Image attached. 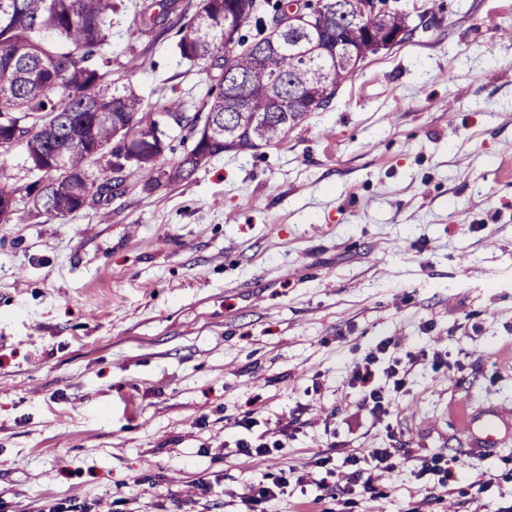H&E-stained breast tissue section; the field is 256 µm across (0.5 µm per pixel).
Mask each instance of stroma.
Here are the masks:
<instances>
[{
  "label": "stroma",
  "instance_id": "stroma-1",
  "mask_svg": "<svg viewBox=\"0 0 512 512\" xmlns=\"http://www.w3.org/2000/svg\"><path fill=\"white\" fill-rule=\"evenodd\" d=\"M143 2L113 20V68L139 58L147 109L203 110L219 67L183 62L176 30L129 35ZM409 4L422 31L368 55L279 144L152 191L131 173L62 221L25 199L0 224L6 512L119 497L178 512L202 479L221 488L188 512H236L251 479L287 467L312 483L274 512H512V422L484 450L459 425L467 406L512 410V0ZM388 337L374 370L392 409L375 419L350 379ZM250 409L263 429L297 420L258 465L224 444ZM399 444L408 459L375 494L353 481L320 499L317 453ZM434 454L455 478L432 499L435 476L416 473ZM136 477L155 493L130 500Z\"/></svg>",
  "mask_w": 512,
  "mask_h": 512
}]
</instances>
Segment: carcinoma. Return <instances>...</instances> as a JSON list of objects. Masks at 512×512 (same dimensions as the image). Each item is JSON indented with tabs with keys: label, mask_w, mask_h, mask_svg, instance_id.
Returning <instances> with one entry per match:
<instances>
[{
	"label": "carcinoma",
	"mask_w": 512,
	"mask_h": 512,
	"mask_svg": "<svg viewBox=\"0 0 512 512\" xmlns=\"http://www.w3.org/2000/svg\"><path fill=\"white\" fill-rule=\"evenodd\" d=\"M121 0H0V158L19 149L40 178L26 185L0 176V224L17 212L14 195L31 196L29 216L64 220L86 201L112 200V154L116 127L132 122L141 137L150 136L159 113L145 108L132 85L112 79V60L102 50L112 38L113 15ZM173 6L159 0L139 12L137 34L163 22ZM257 11V0H200L196 12L179 28L180 58L203 69L224 59L225 35L239 30ZM409 26L403 13L363 21L360 35L338 56L304 60L285 47L272 54L249 48L235 55L208 92L204 105L213 119L209 139L183 136L190 144L168 158L148 142L133 162L150 174L145 188L159 176L167 183L188 181L212 158L233 149L247 151L274 145L320 107L333 101L336 89L352 76L371 39H384ZM351 24L336 0H324L316 30L290 41L318 47L320 31L341 37ZM248 111H239L240 104ZM104 162L100 175L89 164Z\"/></svg>",
	"instance_id": "obj_1"
}]
</instances>
